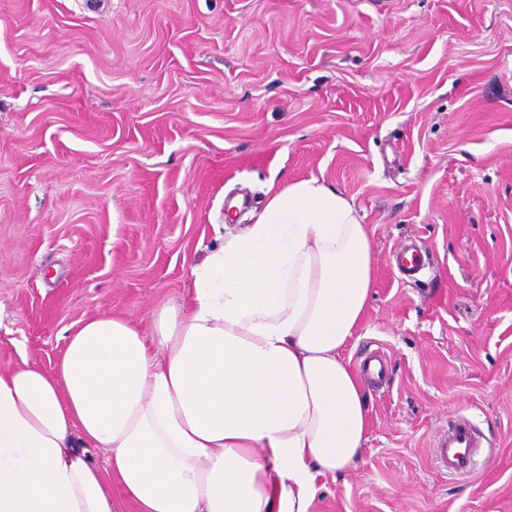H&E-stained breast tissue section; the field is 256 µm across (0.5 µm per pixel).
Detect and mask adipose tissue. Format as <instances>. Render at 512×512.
I'll return each instance as SVG.
<instances>
[{"label":"adipose tissue","instance_id":"adipose-tissue-1","mask_svg":"<svg viewBox=\"0 0 512 512\" xmlns=\"http://www.w3.org/2000/svg\"><path fill=\"white\" fill-rule=\"evenodd\" d=\"M219 239L152 338L95 317L54 369L0 371V512H117L116 486L138 512H309L356 464L369 408L343 351L375 258L354 203L292 181Z\"/></svg>","mask_w":512,"mask_h":512}]
</instances>
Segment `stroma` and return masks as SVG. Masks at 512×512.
<instances>
[{
  "instance_id": "stroma-1",
  "label": "stroma",
  "mask_w": 512,
  "mask_h": 512,
  "mask_svg": "<svg viewBox=\"0 0 512 512\" xmlns=\"http://www.w3.org/2000/svg\"><path fill=\"white\" fill-rule=\"evenodd\" d=\"M310 177L376 258L344 357L388 360L311 512H512V0H0V370L93 317L151 337L215 225ZM459 410L485 446L454 476ZM482 443L474 425L464 417L448 421L435 440V457L438 462L455 475H470L476 470V458Z\"/></svg>"
}]
</instances>
